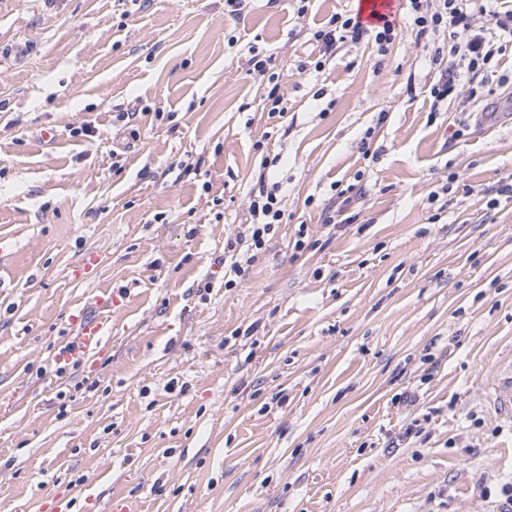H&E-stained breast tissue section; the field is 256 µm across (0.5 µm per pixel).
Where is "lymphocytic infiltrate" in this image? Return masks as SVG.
<instances>
[{
    "mask_svg": "<svg viewBox=\"0 0 512 512\" xmlns=\"http://www.w3.org/2000/svg\"><path fill=\"white\" fill-rule=\"evenodd\" d=\"M414 35L426 51L435 81L429 88L432 112L442 111L448 100L467 90L471 111L483 107L492 96L493 78L512 49V0H400L395 15L364 23L359 13L336 12L312 32L318 53L303 64L321 71L339 44L350 42L374 46L385 57L399 32ZM247 76L266 78L264 107L268 119L283 118L288 107L272 71L273 54L249 46ZM251 224L224 244V285L228 288L247 280L256 257L265 252L285 211L277 185L258 179L248 200Z\"/></svg>",
    "mask_w": 512,
    "mask_h": 512,
    "instance_id": "f902f5d3",
    "label": "lymphocytic infiltrate"
}]
</instances>
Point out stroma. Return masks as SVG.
Instances as JSON below:
<instances>
[{
    "mask_svg": "<svg viewBox=\"0 0 512 512\" xmlns=\"http://www.w3.org/2000/svg\"><path fill=\"white\" fill-rule=\"evenodd\" d=\"M357 6L0 0V512H505L512 202L482 191L512 175V60L455 137L463 100L430 118L409 33L299 71L310 27ZM358 172L357 220L324 223ZM262 177L288 221L228 288ZM104 292V352L58 373ZM248 58L246 60L245 74L252 78L264 79L265 76L274 68L275 57L273 53L250 45L247 49ZM279 75L275 72L268 74L267 86L264 88V107L263 112H267L268 120H278L283 118L288 112L287 102L284 94L280 93Z\"/></svg>",
    "mask_w": 512,
    "mask_h": 512,
    "instance_id": "obj_1",
    "label": "stroma"
}]
</instances>
